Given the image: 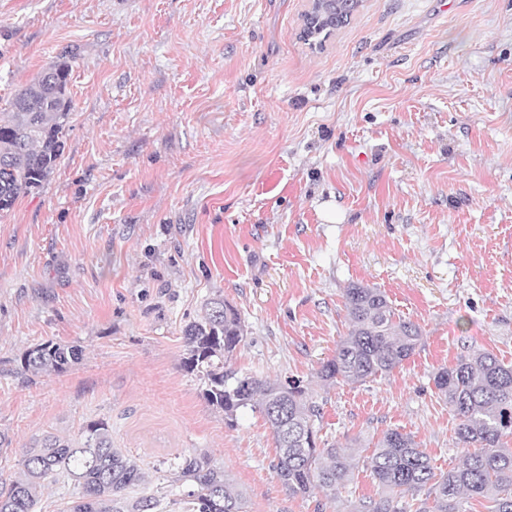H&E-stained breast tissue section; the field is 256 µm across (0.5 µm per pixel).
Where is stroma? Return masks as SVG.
Returning <instances> with one entry per match:
<instances>
[{"instance_id": "stroma-1", "label": "stroma", "mask_w": 512, "mask_h": 512, "mask_svg": "<svg viewBox=\"0 0 512 512\" xmlns=\"http://www.w3.org/2000/svg\"><path fill=\"white\" fill-rule=\"evenodd\" d=\"M306 0H0V106L75 52L64 154L0 217V475L49 434L104 421L144 475L204 453L248 512H350L366 464L329 498L293 495L263 417L227 423L182 366L207 299L235 306L227 367L297 379L321 439L414 437L458 465L434 375L465 350L512 365V0H364L323 48ZM385 293L422 333L391 373L321 381L350 324L344 293ZM52 340L60 375L21 359ZM82 351L77 346H65L45 341L27 350L21 360L22 369L34 375H59L80 360Z\"/></svg>"}]
</instances>
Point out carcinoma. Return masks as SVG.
Instances as JSON below:
<instances>
[{
	"instance_id": "carcinoma-1",
	"label": "carcinoma",
	"mask_w": 512,
	"mask_h": 512,
	"mask_svg": "<svg viewBox=\"0 0 512 512\" xmlns=\"http://www.w3.org/2000/svg\"><path fill=\"white\" fill-rule=\"evenodd\" d=\"M71 65L63 59L23 88L0 112V216L21 196L50 177L66 144L73 101L68 93ZM348 335L318 377L329 384H356L387 374L409 359L421 340L416 325L396 316L377 288L346 289ZM244 325L238 310L221 297L210 299L200 319L186 325L183 368L204 385L209 405L232 421L241 410L260 413L277 448L274 468L292 494L318 488L336 496L360 462L359 449L337 448L318 436L319 408L299 381L271 383L224 369L240 345ZM82 350L45 341L27 350L22 369L34 375H59L80 360ZM435 388L459 420L460 464L438 475L430 458L409 434L388 430L367 458L378 498L360 500L353 512H399L395 495L423 494L416 512H467L464 500L484 498L488 512H512V366L489 351L474 352L433 378ZM64 474L77 496L60 512H159L161 497H131L128 489L144 476L112 447L107 423L86 426L73 442L45 436L25 451L21 471L0 477V512H36L45 482ZM177 481L190 486L173 501L176 512H247L246 501L205 454L184 458ZM433 507H428V498Z\"/></svg>"
}]
</instances>
